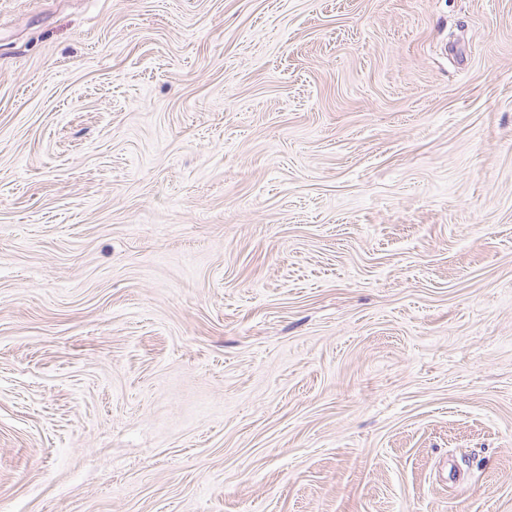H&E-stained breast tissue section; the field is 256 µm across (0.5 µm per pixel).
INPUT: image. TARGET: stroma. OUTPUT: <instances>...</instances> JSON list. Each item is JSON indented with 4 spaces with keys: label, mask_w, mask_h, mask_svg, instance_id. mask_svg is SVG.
<instances>
[{
    "label": "stroma",
    "mask_w": 512,
    "mask_h": 512,
    "mask_svg": "<svg viewBox=\"0 0 512 512\" xmlns=\"http://www.w3.org/2000/svg\"><path fill=\"white\" fill-rule=\"evenodd\" d=\"M0 512H512V0H0Z\"/></svg>",
    "instance_id": "stroma-1"
}]
</instances>
